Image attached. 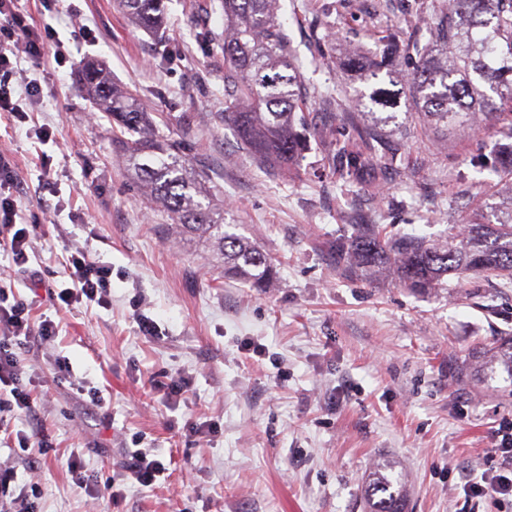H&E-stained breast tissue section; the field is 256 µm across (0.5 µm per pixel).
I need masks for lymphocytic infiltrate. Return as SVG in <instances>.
Listing matches in <instances>:
<instances>
[{
  "mask_svg": "<svg viewBox=\"0 0 512 512\" xmlns=\"http://www.w3.org/2000/svg\"><path fill=\"white\" fill-rule=\"evenodd\" d=\"M64 55V44L57 31L48 24L41 28L30 24L22 0H0V116L24 121V102L33 103L40 98L41 86L26 79L22 62H30L36 68L48 58L59 59ZM20 190L9 158L0 154V233L11 232V259L19 268L29 262L30 239L27 229L16 226ZM66 265L68 280L56 291V299L66 305L82 300L107 303L112 288L111 267L95 261L83 250L72 252ZM55 334L52 321L33 322L27 302L0 289V406L30 409L18 352L32 339L46 341ZM493 455L497 466L482 473L480 480L468 481V491L475 498L496 496L512 501V425L498 432Z\"/></svg>",
  "mask_w": 512,
  "mask_h": 512,
  "instance_id": "lymphocytic-infiltrate-1",
  "label": "lymphocytic infiltrate"
}]
</instances>
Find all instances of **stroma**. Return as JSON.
Instances as JSON below:
<instances>
[{
    "instance_id": "1",
    "label": "stroma",
    "mask_w": 512,
    "mask_h": 512,
    "mask_svg": "<svg viewBox=\"0 0 512 512\" xmlns=\"http://www.w3.org/2000/svg\"><path fill=\"white\" fill-rule=\"evenodd\" d=\"M413 3L279 0L314 133L298 166L281 172L224 123L221 0H165L160 38L114 0H28L33 24H51L67 48L65 63L29 70L42 102L28 121H0V153L23 188L17 223L34 229L30 265L64 282L80 247L112 268L107 304L66 306L0 248V289L59 329L23 352L30 412L0 415V468L16 472L12 490L37 484L36 512H363L385 460L404 475L411 512H486L465 479L489 467L512 394L505 374L480 378L472 354L512 334V281L452 275L418 295L389 271L367 277L336 262L356 225L444 243L473 209L491 222L501 203L489 167L512 149L508 121L443 135L403 105L382 123L353 107L364 85L345 50L372 51L391 29L427 39L433 11ZM90 60L209 173L226 223L274 265L271 288L225 279L142 200L111 123L83 91ZM355 143L370 164L339 175ZM143 317L155 335L140 332ZM180 378L188 391L169 396L166 383ZM35 421L50 442L36 466L18 443ZM204 422L212 431L190 434ZM136 449L165 467L151 486L122 467ZM75 458L97 487H78ZM107 484L113 495L101 493Z\"/></svg>"
}]
</instances>
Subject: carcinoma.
<instances>
[{"label":"carcinoma","instance_id":"1","mask_svg":"<svg viewBox=\"0 0 512 512\" xmlns=\"http://www.w3.org/2000/svg\"><path fill=\"white\" fill-rule=\"evenodd\" d=\"M137 26L156 32L164 0H117ZM278 0H224V122L254 158L287 171L302 157L297 125L306 106L299 65L288 50L277 14ZM435 22L429 41L405 42L395 32L379 41L371 58L352 52L346 65L368 82H388L359 95L355 107L396 108L401 98L436 130L475 126L485 117L512 118V0H441L432 4ZM83 79L94 103L112 119V141L124 156L131 179L147 204L166 211L179 237L206 243L224 263V275L254 288L270 287L275 271L248 238L224 224L207 175L180 154L178 144L152 130L150 113L128 90L118 89L88 67ZM346 173L364 169L368 156L355 145L346 153ZM493 172L507 182L497 222L478 212L443 245L419 238L387 237L384 228L362 224L357 236L336 246V261L372 272L390 259L399 283L425 294L452 273L512 278V155ZM482 371L512 379V336L474 355ZM395 467L376 468L364 490L365 512H406L407 490Z\"/></svg>","mask_w":512,"mask_h":512}]
</instances>
